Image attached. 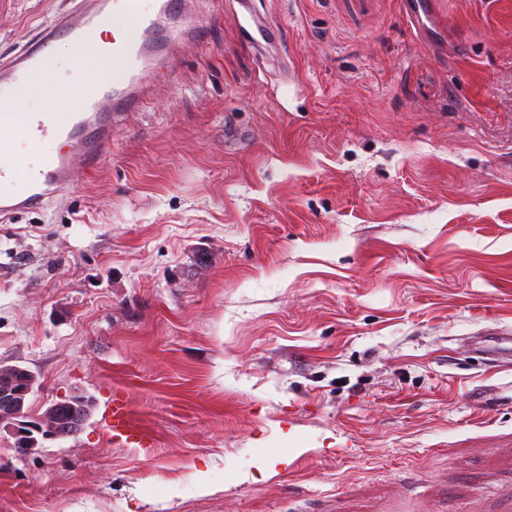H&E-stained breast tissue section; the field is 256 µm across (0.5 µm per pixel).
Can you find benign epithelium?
<instances>
[{
    "mask_svg": "<svg viewBox=\"0 0 512 512\" xmlns=\"http://www.w3.org/2000/svg\"><path fill=\"white\" fill-rule=\"evenodd\" d=\"M32 385L30 372L18 366L7 374H0V433L5 432L14 439L38 433L46 440L78 435L86 423L83 410L72 409L68 416L52 421V411L61 405L55 401L42 414H29L27 402Z\"/></svg>",
    "mask_w": 512,
    "mask_h": 512,
    "instance_id": "obj_1",
    "label": "benign epithelium"
}]
</instances>
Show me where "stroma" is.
I'll return each instance as SVG.
<instances>
[{
  "instance_id": "1",
  "label": "stroma",
  "mask_w": 512,
  "mask_h": 512,
  "mask_svg": "<svg viewBox=\"0 0 512 512\" xmlns=\"http://www.w3.org/2000/svg\"><path fill=\"white\" fill-rule=\"evenodd\" d=\"M254 2L269 53L196 0L101 168L0 223V363L31 414L94 400L0 434V512H512V368L471 346L512 326V0L430 39L400 0ZM70 6L0 0V57ZM24 368L29 372L17 366L10 373L0 374V433L6 432L10 435L14 439L13 445H16L17 437L30 436L33 433L42 435L46 440L66 439L78 435L86 423L88 409L84 407V411L77 412L73 404L90 406L91 398L79 396L80 392L76 391L69 398L51 403L41 415L31 416L27 407L34 383L30 378V372L35 374L29 368ZM66 399H69L67 404L73 406L71 410L70 407H63L64 410H70L69 415L50 422L52 411L61 406ZM108 426L113 437L136 448H148L151 436L145 431L132 415L130 406L122 396H113L107 409Z\"/></svg>"
}]
</instances>
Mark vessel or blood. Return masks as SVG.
<instances>
[{"mask_svg": "<svg viewBox=\"0 0 512 512\" xmlns=\"http://www.w3.org/2000/svg\"><path fill=\"white\" fill-rule=\"evenodd\" d=\"M193 0H75L9 59L0 60V221L21 213L40 212L70 189L76 173L96 172L112 152L126 112L138 108L150 94L148 76L171 63L180 47L196 42L197 27L186 18ZM245 11L238 18L245 38L266 37V22L253 11L252 0H238ZM407 23L432 35L446 25L436 0H402ZM122 20L123 31L112 42V73L77 105L64 112H19L17 99L59 84L56 51L78 47L97 31ZM28 142L40 149L31 156L19 148ZM53 142L50 151L43 142ZM495 341L486 354L512 361V335L493 328ZM115 437L146 448L151 437L132 415L126 399L113 396L107 409Z\"/></svg>", "mask_w": 512, "mask_h": 512, "instance_id": "b4317fda", "label": "vessel or blood"}]
</instances>
